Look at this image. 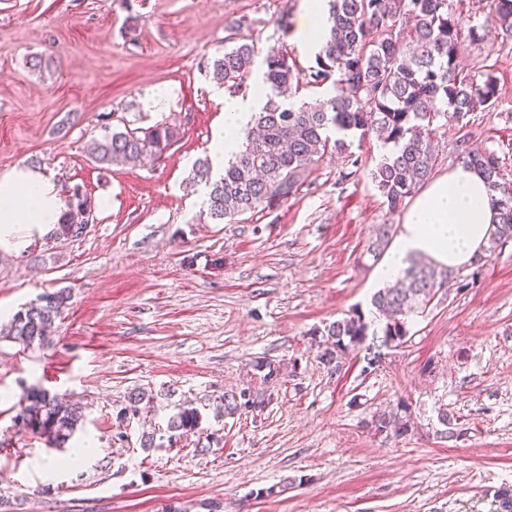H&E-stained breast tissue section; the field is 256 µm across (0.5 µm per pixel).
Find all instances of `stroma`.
<instances>
[{
    "instance_id": "35a3bbf8",
    "label": "stroma",
    "mask_w": 512,
    "mask_h": 512,
    "mask_svg": "<svg viewBox=\"0 0 512 512\" xmlns=\"http://www.w3.org/2000/svg\"><path fill=\"white\" fill-rule=\"evenodd\" d=\"M285 11L286 37L274 24ZM306 21V0H0V171L37 165L110 200L80 239L0 249V325L45 292L71 294L47 345L0 341L6 512H512V240L465 267L468 286L413 318L375 367L360 350L337 368L316 332L356 310L373 320L378 229L403 220L368 174L381 145H364L355 176L328 158L287 202L231 224L204 217L192 167L224 126L227 94L205 62L237 23L311 66ZM36 54L47 68L30 67ZM461 65L494 78L499 97L437 132L435 173L457 167L464 140L495 151L512 181V37L490 30ZM161 88L172 96L160 109ZM162 121L179 129L162 160L87 153L104 127ZM259 357L280 365L277 381L254 374ZM32 385L84 406L65 448L14 425ZM245 386L269 404L224 415L223 394ZM135 388L153 400L120 441L114 413ZM182 406L198 408L199 429L141 447ZM397 410L412 429L377 432L373 415Z\"/></svg>"
}]
</instances>
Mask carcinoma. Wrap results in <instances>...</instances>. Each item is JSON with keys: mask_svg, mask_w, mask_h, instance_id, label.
<instances>
[{"mask_svg": "<svg viewBox=\"0 0 512 512\" xmlns=\"http://www.w3.org/2000/svg\"><path fill=\"white\" fill-rule=\"evenodd\" d=\"M326 33L317 47L314 65L305 70L277 52L261 57V50L233 26L224 52L207 63L213 79L232 93L247 89L258 58H263L261 79L267 89L266 103L245 129V143L212 179L209 160L198 161L193 183L205 184L207 218L220 224L258 209L271 208L297 194L315 166L327 156L338 155L352 170H361L362 157L350 151L348 138L359 143L376 139L389 152L369 170L372 182L385 199L388 210H399L431 178L438 155L431 135L440 121L462 122L478 108H492L498 99L497 82L489 77L479 82L461 73L463 46L479 43L489 29L512 34V0H490L486 24L463 26L449 10L448 0H327ZM330 86L327 96L314 104L284 103L281 97L294 87ZM179 135L177 126L160 123L149 128L114 130L89 146L91 159L102 165L131 160L162 159ZM462 166L480 173L487 183L496 223L485 252L496 251L512 239V182L503 180L495 152L460 144ZM70 212L52 233L56 239L80 238L76 216L92 210V201L75 186L68 195ZM403 285L383 288L372 304L385 322L380 330L356 311L317 330L320 358L326 363L360 349L369 335L382 334V343L396 347L406 342L411 317L424 313L448 282L461 283L462 271L440 268L422 258L413 259L404 271ZM70 294L61 289L45 292L37 302L17 311L1 338L30 347L42 344L66 307ZM263 381L276 377L280 368L266 358L252 362ZM145 392L134 391L126 405L115 412L116 423L126 425V410L141 411ZM266 394L252 387L224 394V413L253 411L266 406ZM15 419L32 425L30 432L46 447L66 446L85 415L82 407L63 400L49 390L30 386ZM197 409L182 407L169 418L165 431L168 446L199 428ZM375 430L404 434L410 419L396 413L373 416Z\"/></svg>", "mask_w": 512, "mask_h": 512, "instance_id": "cac0c4a2", "label": "carcinoma"}]
</instances>
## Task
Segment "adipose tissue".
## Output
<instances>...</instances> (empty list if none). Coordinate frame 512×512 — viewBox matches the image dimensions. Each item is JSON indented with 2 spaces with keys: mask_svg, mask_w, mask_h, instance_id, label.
I'll list each match as a JSON object with an SVG mask.
<instances>
[{
  "mask_svg": "<svg viewBox=\"0 0 512 512\" xmlns=\"http://www.w3.org/2000/svg\"><path fill=\"white\" fill-rule=\"evenodd\" d=\"M265 101L262 91L224 98V130L210 148L214 174L237 152L239 133ZM69 209L53 178L44 170L19 165L0 172V248L20 252L50 235ZM495 222L483 177L456 167L430 181L407 211L394 244L379 268V281L401 278L408 260L430 257L437 265L460 268L477 260Z\"/></svg>",
  "mask_w": 512,
  "mask_h": 512,
  "instance_id": "adipose-tissue-1",
  "label": "adipose tissue"
}]
</instances>
